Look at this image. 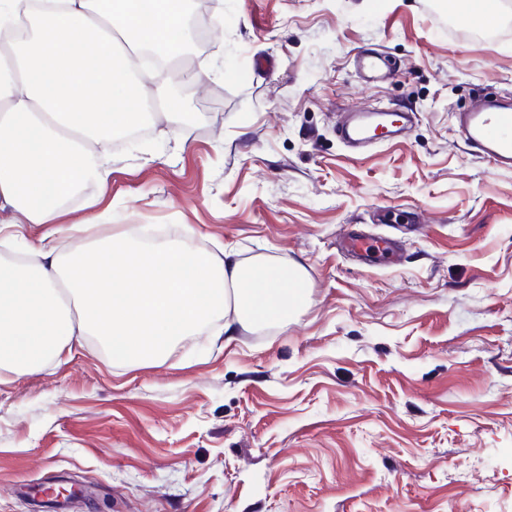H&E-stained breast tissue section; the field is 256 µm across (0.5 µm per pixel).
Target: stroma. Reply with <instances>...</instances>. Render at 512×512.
I'll return each instance as SVG.
<instances>
[{
    "mask_svg": "<svg viewBox=\"0 0 512 512\" xmlns=\"http://www.w3.org/2000/svg\"><path fill=\"white\" fill-rule=\"evenodd\" d=\"M220 26L188 58L208 75L185 131L164 115L112 150L115 232L242 263L302 265L287 322L175 343L157 365L96 339L0 385V512H54L45 488L92 487L69 512H512V169L470 151L455 116L512 100V16L481 33L445 0H188ZM379 55L368 81L354 60ZM407 112L353 150L342 113ZM400 239L361 264L346 233Z\"/></svg>",
    "mask_w": 512,
    "mask_h": 512,
    "instance_id": "stroma-1",
    "label": "stroma"
}]
</instances>
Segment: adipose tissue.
Returning <instances> with one entry per match:
<instances>
[{"instance_id": "obj_1", "label": "adipose tissue", "mask_w": 512, "mask_h": 512, "mask_svg": "<svg viewBox=\"0 0 512 512\" xmlns=\"http://www.w3.org/2000/svg\"><path fill=\"white\" fill-rule=\"evenodd\" d=\"M184 0H0V384L71 356L90 336L113 360L153 363L215 318L225 335L287 321L306 298L303 267L242 265L148 231L113 233L93 211L66 224L63 197L106 183L112 142L162 103L172 58L191 35ZM42 233L28 250V229Z\"/></svg>"}]
</instances>
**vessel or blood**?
Wrapping results in <instances>:
<instances>
[{"label": "vessel or blood", "instance_id": "vessel-or-blood-1", "mask_svg": "<svg viewBox=\"0 0 512 512\" xmlns=\"http://www.w3.org/2000/svg\"><path fill=\"white\" fill-rule=\"evenodd\" d=\"M406 114L369 112L359 118L343 117L341 134L351 143L373 138L390 140L406 121ZM459 127L466 141L476 152L495 163L512 167V107L491 108L477 102L459 117Z\"/></svg>", "mask_w": 512, "mask_h": 512}]
</instances>
